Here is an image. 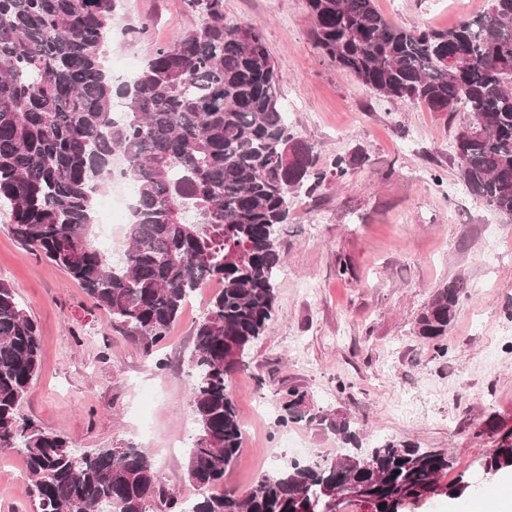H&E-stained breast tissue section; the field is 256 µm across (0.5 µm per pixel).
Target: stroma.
<instances>
[{"label": "stroma", "mask_w": 512, "mask_h": 512, "mask_svg": "<svg viewBox=\"0 0 512 512\" xmlns=\"http://www.w3.org/2000/svg\"><path fill=\"white\" fill-rule=\"evenodd\" d=\"M404 27H453L487 0H376ZM227 20L258 29L274 59L288 122L314 144L325 182L299 194L278 243L287 277L277 278L276 310L265 334L231 377L244 422L241 451L224 487L246 491L297 458H336L340 438L302 422L279 425V392L306 390L316 409L348 417L363 447L405 441L446 451L442 483L465 476L467 495L429 494L400 512H464L512 487V470L483 463L512 432V218L460 191L453 144L462 115L390 104L315 47L306 0H224ZM198 15L184 0H118L108 60L142 67ZM140 30L129 38L126 30ZM366 161L343 178L337 157ZM346 275H338L340 265ZM468 285L440 343L415 333L431 296L449 280ZM0 283L38 326L40 368L20 413L67 437L74 448H142L160 484L187 501L202 496L184 473L195 434L190 387L196 323L214 289L186 303L152 350L128 336L84 290L45 257L21 245L0 211ZM164 368H157V361ZM22 453L0 450V512H37Z\"/></svg>", "instance_id": "1"}]
</instances>
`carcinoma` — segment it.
<instances>
[{
	"instance_id": "cac0c4a2",
	"label": "carcinoma",
	"mask_w": 512,
	"mask_h": 512,
	"mask_svg": "<svg viewBox=\"0 0 512 512\" xmlns=\"http://www.w3.org/2000/svg\"><path fill=\"white\" fill-rule=\"evenodd\" d=\"M202 18L161 47L128 83L106 68L114 0H0V210L10 231L84 289L148 350L162 342L191 294L222 288L194 330L190 384L197 435L188 482L211 489L241 448L243 422L230 390L245 350L264 335L276 303L278 231L293 198L326 174L315 146L289 127L275 63L255 28L226 21L224 0H185ZM320 52L385 101L464 112L457 138L483 133L456 155L461 183L512 216V0L440 30L387 20L374 0H307ZM125 100L120 117L114 100ZM136 185L127 246L117 261L88 238L93 200L110 187L112 161ZM467 283L437 289L416 329L438 341ZM38 328L0 284V449L18 448L33 477L37 512H337L347 497L369 512H399L439 485L448 454L404 442L364 452L345 417L315 410L306 391L281 397L283 421H317L353 445L334 460L297 462L244 492L183 501L159 484L149 454L80 453L19 416L40 362ZM485 472L512 469V434Z\"/></svg>"
}]
</instances>
